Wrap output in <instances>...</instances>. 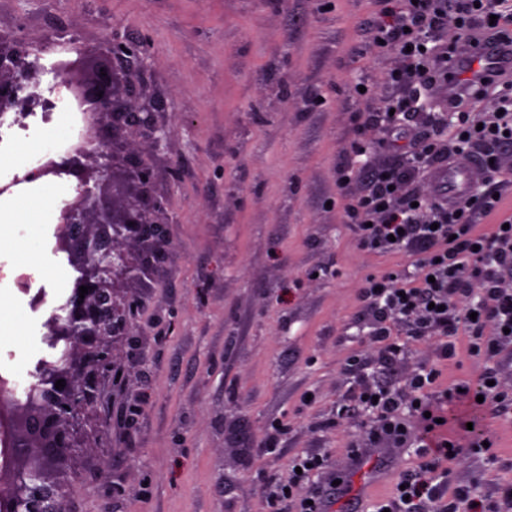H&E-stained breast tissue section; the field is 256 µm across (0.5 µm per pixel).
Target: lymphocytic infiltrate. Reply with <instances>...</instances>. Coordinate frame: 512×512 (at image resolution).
I'll return each mask as SVG.
<instances>
[{
    "instance_id": "lymphocytic-infiltrate-1",
    "label": "lymphocytic infiltrate",
    "mask_w": 512,
    "mask_h": 512,
    "mask_svg": "<svg viewBox=\"0 0 512 512\" xmlns=\"http://www.w3.org/2000/svg\"><path fill=\"white\" fill-rule=\"evenodd\" d=\"M451 10L461 28L456 42L445 47L425 45L424 36ZM478 17L483 23L476 30L472 21ZM489 30L512 31V5L497 11L487 0H383L373 22L372 44L397 47L407 63V74L415 79L411 95L397 100L395 111L405 113L420 101L439 100L452 78L451 61L457 49L477 44ZM490 93L501 99L502 112L494 122L476 125L471 105ZM448 109L457 119L454 138L447 144L434 136L418 139L413 156L442 163L470 141L512 144V76L506 72L458 88L448 99ZM405 178V173L393 169L379 172L368 192L350 198L345 208L346 221L354 225L363 248L412 249L421 255L416 285L389 274L366 278L360 301L375 318L369 340L379 344L381 364L390 366L402 352L390 327L396 319L407 326L410 339H438L442 359L454 357L457 339L463 334L472 354L495 360L512 345V289L502 285L504 277L512 275V227L498 226L492 234L482 235L475 224L497 212L501 200L490 190L469 197L463 205L419 200L412 194L401 198L395 188ZM423 209L429 215L422 221L418 214ZM439 376L438 368H425L404 382L394 379L361 388L354 397L358 407L372 415L365 447L390 443L420 450L416 468L400 476V489L386 502L387 512H424L438 487L451 481L441 459L482 448L483 436L456 425L453 415L460 406H468L475 415L495 414L502 404L512 403V393L496 386V372H487L474 385L451 384L436 397L432 388ZM289 466L287 484L274 485L270 499L290 501L294 512H330L339 492V474L330 469L327 457L310 453L295 457ZM314 473L321 477L319 486L305 496H295L294 486Z\"/></svg>"
}]
</instances>
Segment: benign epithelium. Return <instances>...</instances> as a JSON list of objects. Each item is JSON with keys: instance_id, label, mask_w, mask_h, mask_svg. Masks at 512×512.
<instances>
[{"instance_id": "obj_1", "label": "benign epithelium", "mask_w": 512, "mask_h": 512, "mask_svg": "<svg viewBox=\"0 0 512 512\" xmlns=\"http://www.w3.org/2000/svg\"><path fill=\"white\" fill-rule=\"evenodd\" d=\"M40 69L19 41L0 34L1 116L31 106ZM145 69L143 48L132 37L106 39L91 60L78 51L74 60L56 62L58 89L94 112L92 133L0 184L2 195L42 178L76 182V195L57 208L56 246L78 272L60 313L47 323L52 352L35 366L28 389L19 395L0 377V418L9 423L11 441L9 461L0 466V512H64V474L87 449L85 415L112 371L114 338L124 334L137 304L119 294L116 282L147 271L131 262L130 247L167 238L162 203L150 195L152 171L138 149L141 142L156 151L165 145L169 130L155 123L154 113L166 111L167 101L147 89ZM81 286L88 287L82 298Z\"/></svg>"}]
</instances>
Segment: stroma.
I'll use <instances>...</instances> for the list:
<instances>
[{"mask_svg": "<svg viewBox=\"0 0 512 512\" xmlns=\"http://www.w3.org/2000/svg\"><path fill=\"white\" fill-rule=\"evenodd\" d=\"M379 0H0V32L31 57L53 61L54 40L95 54L111 35L139 39L145 81L169 109L170 136L147 151L151 194L165 205L169 242L152 270L119 284L139 307L116 337L121 383L104 381L70 463L65 512H291L268 492L287 482L299 454H326L345 469L363 443L362 410L340 408L358 388L350 359L373 367L372 314L358 299L366 277L416 275L417 254L362 248L345 219L347 196L372 173L404 167L378 123L409 86L392 84L396 51L369 42ZM365 95H358L356 85ZM366 142L364 175L337 172ZM31 272L28 289L0 282L21 316L6 327L9 370L21 383L48 354L35 297L67 299L74 268ZM400 378L439 365L436 390L476 381L488 366L458 345L439 364L436 341L406 339ZM280 426L276 448L264 440ZM493 446L449 461L453 486H512V412L486 416Z\"/></svg>", "mask_w": 512, "mask_h": 512, "instance_id": "obj_1", "label": "stroma"}]
</instances>
